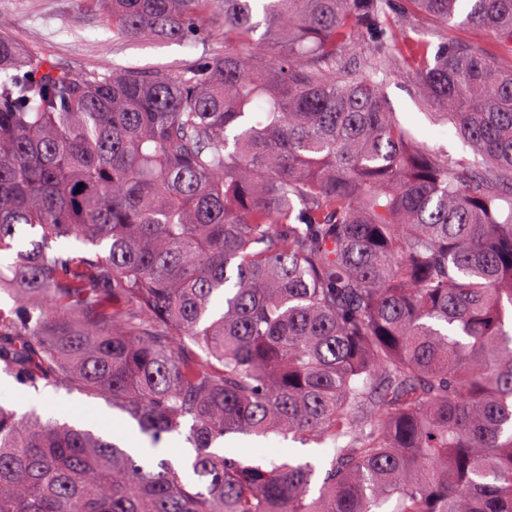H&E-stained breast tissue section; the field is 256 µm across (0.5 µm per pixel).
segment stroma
<instances>
[{"instance_id":"stroma-1","label":"stroma","mask_w":512,"mask_h":512,"mask_svg":"<svg viewBox=\"0 0 512 512\" xmlns=\"http://www.w3.org/2000/svg\"><path fill=\"white\" fill-rule=\"evenodd\" d=\"M390 14L392 23L401 27L408 42L425 45L429 51H436L450 40L477 42L500 64H512V57L503 53L485 31L469 25L449 29L411 15L407 0H392ZM0 19L6 21L15 39L75 74L106 69H132L147 75L160 71L177 74L202 55L217 57L224 53L223 26L218 18L199 35L184 41L114 39L112 26L96 0H0ZM383 88L392 111L420 141L454 157L469 154V147L464 146L451 125L438 123L428 108L420 104L408 77L391 75L385 79ZM0 404L20 414L34 407L42 411L51 408L56 417L79 423L85 413L96 412L103 417L99 431L116 441L125 439L136 428L134 421L109 407L103 399L63 390L35 396L20 380L2 372ZM224 445L278 461L307 456L319 467L332 455L328 446L303 445L275 435H229Z\"/></svg>"}]
</instances>
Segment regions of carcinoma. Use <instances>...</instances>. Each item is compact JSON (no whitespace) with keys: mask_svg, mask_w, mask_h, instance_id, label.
<instances>
[{"mask_svg":"<svg viewBox=\"0 0 512 512\" xmlns=\"http://www.w3.org/2000/svg\"><path fill=\"white\" fill-rule=\"evenodd\" d=\"M97 2L119 39L218 13L224 55L72 74L0 21V371L184 435L191 476L0 404V512H512V67L408 51L390 0ZM410 2L512 55V0ZM230 433L331 443L318 495ZM384 94L393 112L405 122L420 141L430 148L453 157L471 156L451 125L438 123L430 108L422 106L413 88V82L403 75H390L384 81Z\"/></svg>","mask_w":512,"mask_h":512,"instance_id":"carcinoma-1","label":"carcinoma"}]
</instances>
